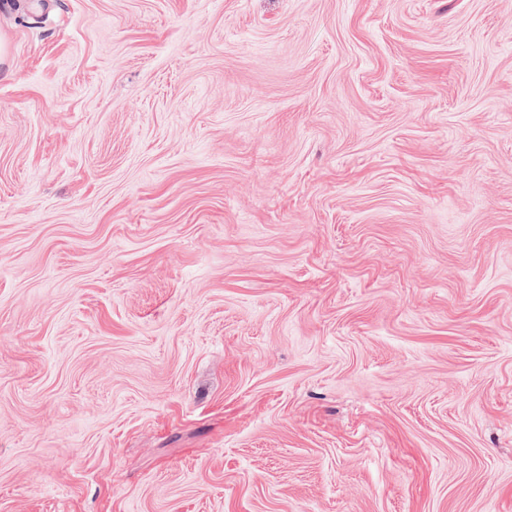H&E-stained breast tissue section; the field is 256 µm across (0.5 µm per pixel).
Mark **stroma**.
<instances>
[{
  "mask_svg": "<svg viewBox=\"0 0 512 512\" xmlns=\"http://www.w3.org/2000/svg\"><path fill=\"white\" fill-rule=\"evenodd\" d=\"M0 0V512H512V0Z\"/></svg>",
  "mask_w": 512,
  "mask_h": 512,
  "instance_id": "35a3bbf8",
  "label": "stroma"
}]
</instances>
